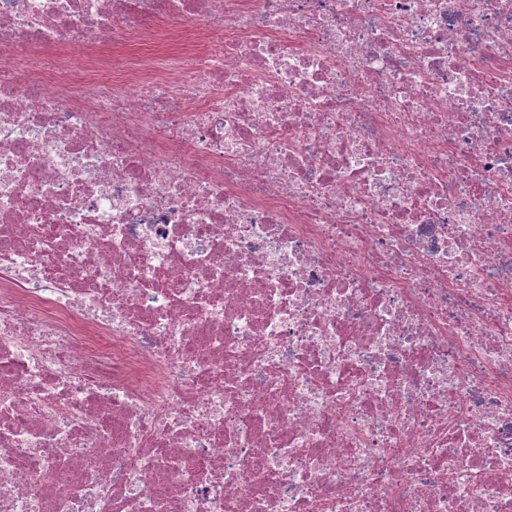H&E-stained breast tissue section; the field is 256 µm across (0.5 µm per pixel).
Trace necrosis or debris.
<instances>
[{
	"mask_svg": "<svg viewBox=\"0 0 512 512\" xmlns=\"http://www.w3.org/2000/svg\"><path fill=\"white\" fill-rule=\"evenodd\" d=\"M0 512H512V0H0ZM157 40L149 44H130L121 49L138 59L141 68L153 66L165 56L184 53L195 47V39L189 32L170 30L163 22L157 21Z\"/></svg>",
	"mask_w": 512,
	"mask_h": 512,
	"instance_id": "1",
	"label": "necrosis or debris"
}]
</instances>
